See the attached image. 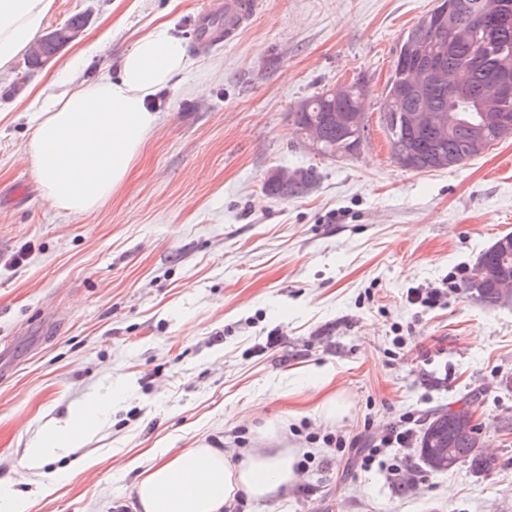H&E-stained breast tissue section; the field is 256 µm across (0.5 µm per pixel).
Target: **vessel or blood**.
I'll list each match as a JSON object with an SVG mask.
<instances>
[{"label": "vessel or blood", "instance_id": "b4317fda", "mask_svg": "<svg viewBox=\"0 0 512 512\" xmlns=\"http://www.w3.org/2000/svg\"><path fill=\"white\" fill-rule=\"evenodd\" d=\"M261 5V0H211L198 20L199 46H207L219 37L225 42H233L250 24Z\"/></svg>", "mask_w": 512, "mask_h": 512}]
</instances>
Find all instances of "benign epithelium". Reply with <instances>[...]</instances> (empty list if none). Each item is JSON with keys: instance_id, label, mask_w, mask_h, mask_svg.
Returning <instances> with one entry per match:
<instances>
[{"instance_id": "obj_1", "label": "benign epithelium", "mask_w": 512, "mask_h": 512, "mask_svg": "<svg viewBox=\"0 0 512 512\" xmlns=\"http://www.w3.org/2000/svg\"><path fill=\"white\" fill-rule=\"evenodd\" d=\"M440 7L435 12L438 23L448 27L455 41L469 48L468 66L448 79V69L444 66L445 49L432 45L422 35H416L411 41L403 58L414 63L412 75L403 83V95L406 97L425 96L435 88L449 87L456 104L442 112H431L419 108L402 113L406 128L413 134L435 130L441 134L454 129L463 120L459 103L468 93L469 73L478 71L487 76L491 86L490 96L479 104V115L471 137L469 151L480 153L483 150V130L487 126L500 128L501 133H512V124L502 113V106L512 101V0H498L490 13L487 35L500 43L496 57L486 53L484 40L479 38L470 25L471 5L465 0H438ZM361 118L359 112L336 110L331 121L338 129H344ZM303 147L310 153L321 155V143L325 130L319 123H310L301 128ZM475 287L491 288L498 307L512 304V273L492 267L478 268L475 275ZM452 427L448 436L436 440L434 461L438 471L453 469L460 464L452 448L453 439L471 435L477 425V410L469 402L452 409Z\"/></svg>"}]
</instances>
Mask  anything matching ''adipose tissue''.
Listing matches in <instances>:
<instances>
[{
    "mask_svg": "<svg viewBox=\"0 0 512 512\" xmlns=\"http://www.w3.org/2000/svg\"><path fill=\"white\" fill-rule=\"evenodd\" d=\"M53 2L0 0V69L36 40ZM186 66L182 41L158 26L123 54L117 76L85 83L66 70L61 92L36 95L25 156L53 208L91 214L126 182L159 123L150 98ZM296 459L292 448H257L238 463L218 448H191L145 469L135 496L141 512H224L239 493L261 503L287 492Z\"/></svg>",
    "mask_w": 512,
    "mask_h": 512,
    "instance_id": "1",
    "label": "adipose tissue"
}]
</instances>
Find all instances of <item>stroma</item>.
I'll return each instance as SVG.
<instances>
[{"instance_id":"stroma-1","label":"stroma","mask_w":512,"mask_h":512,"mask_svg":"<svg viewBox=\"0 0 512 512\" xmlns=\"http://www.w3.org/2000/svg\"><path fill=\"white\" fill-rule=\"evenodd\" d=\"M207 6L54 0L45 28L83 13L85 31L45 69L19 55L0 70V494L27 512H135L132 462L202 443L239 461L272 424L298 451L299 481L231 512H512V307L464 289L512 232V137L410 171L391 159L377 109L401 36L434 0H263L234 44L204 57L195 20ZM160 23L188 65L157 94V127L109 201L58 212L23 159L35 87L97 41L77 79L116 74ZM358 80L360 152L303 149L294 106ZM295 167L316 170L312 191L264 193L270 169ZM107 395L79 446L30 461L70 412ZM326 395L349 406L333 422L317 409ZM473 396L490 471L433 473L413 441L362 468L406 416L418 432Z\"/></svg>"}]
</instances>
